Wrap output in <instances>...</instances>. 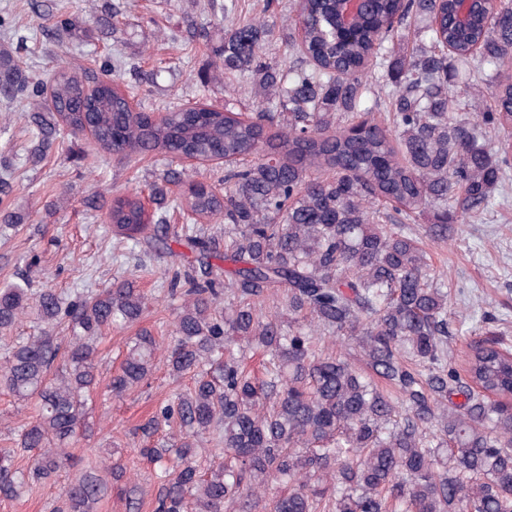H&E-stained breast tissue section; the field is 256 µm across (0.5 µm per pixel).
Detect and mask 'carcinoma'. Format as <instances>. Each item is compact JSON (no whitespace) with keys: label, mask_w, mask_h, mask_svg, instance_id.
<instances>
[{"label":"carcinoma","mask_w":512,"mask_h":512,"mask_svg":"<svg viewBox=\"0 0 512 512\" xmlns=\"http://www.w3.org/2000/svg\"><path fill=\"white\" fill-rule=\"evenodd\" d=\"M338 0H304L296 58L262 61L281 13L261 17L224 5L218 49L224 78L250 75L255 112L179 108L153 120L127 104L115 62L91 75L59 65L42 81L0 48V93L31 106L42 157L67 128L91 129L103 152L205 160L236 167L224 193L195 183L186 208L224 220V239L188 224L170 232V172L108 207L112 235L132 247L172 244L194 254L170 292L183 299L167 368L192 387L159 407L176 429L149 446L155 512H512V351L470 346L465 373L448 341V281L436 277L425 240H448L486 211L512 168V0L493 17L455 21L456 0H365L354 37L336 25ZM378 73L385 96L369 100ZM493 105L468 114L480 89ZM392 206L381 214L378 204ZM427 218L420 235L403 221ZM232 267L219 274L211 260ZM286 298L288 317L262 302ZM148 296L124 280L64 302L50 289H0V330L30 317L65 324L15 336L0 349V386L36 401V415L0 448V497L74 465L81 399L97 381L105 329L141 319ZM342 337L364 355L357 369L321 346ZM157 342L141 329L111 392L121 396L153 369ZM262 351V372L250 370ZM462 396L457 404L453 397ZM212 465L196 464L203 436ZM39 453L25 468L15 458ZM104 480L85 475L64 490L58 512H87Z\"/></svg>","instance_id":"cac0c4a2"}]
</instances>
